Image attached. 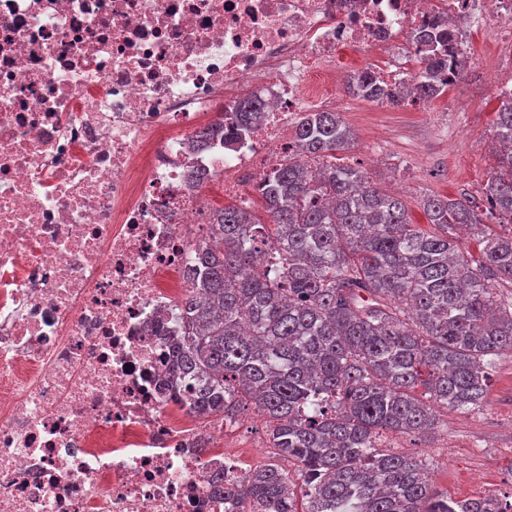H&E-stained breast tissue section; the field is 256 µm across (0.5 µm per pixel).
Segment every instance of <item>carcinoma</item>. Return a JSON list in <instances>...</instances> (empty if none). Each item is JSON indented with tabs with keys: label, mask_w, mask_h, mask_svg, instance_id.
<instances>
[{
	"label": "carcinoma",
	"mask_w": 512,
	"mask_h": 512,
	"mask_svg": "<svg viewBox=\"0 0 512 512\" xmlns=\"http://www.w3.org/2000/svg\"><path fill=\"white\" fill-rule=\"evenodd\" d=\"M441 49L404 92L365 71L350 92L367 101H429L448 90ZM239 102L241 121L259 114ZM496 163L483 203L428 196V226L361 167L337 162L351 130L335 112H308L288 158L259 185L263 213L227 205L196 248L194 295L177 306L172 390L200 415L253 410L276 464L236 483L211 478L240 512H512V492L457 500L433 489L421 456L389 452L385 432L427 436L439 412L479 409L495 357L512 351V106L492 123ZM473 230L462 252L456 226Z\"/></svg>",
	"instance_id": "1"
}]
</instances>
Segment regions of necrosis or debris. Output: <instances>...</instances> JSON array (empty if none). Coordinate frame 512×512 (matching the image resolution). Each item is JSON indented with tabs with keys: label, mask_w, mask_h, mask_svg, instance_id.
<instances>
[{
	"label": "necrosis or debris",
	"mask_w": 512,
	"mask_h": 512,
	"mask_svg": "<svg viewBox=\"0 0 512 512\" xmlns=\"http://www.w3.org/2000/svg\"><path fill=\"white\" fill-rule=\"evenodd\" d=\"M478 22L502 40L512 0H0V512H236L209 477L247 475L237 424L163 384L206 186L253 203L342 49L406 88L429 24L454 82Z\"/></svg>",
	"instance_id": "4bbe7bcc"
}]
</instances>
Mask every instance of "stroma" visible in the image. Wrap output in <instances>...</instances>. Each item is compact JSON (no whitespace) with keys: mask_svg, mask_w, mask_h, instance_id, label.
<instances>
[{"mask_svg":"<svg viewBox=\"0 0 512 512\" xmlns=\"http://www.w3.org/2000/svg\"><path fill=\"white\" fill-rule=\"evenodd\" d=\"M470 40L476 61L447 92L426 106L372 108L349 93L347 84L380 60L342 56L336 75L339 114L355 137L340 158L360 166L383 190L404 201L413 223L427 224L423 200L477 192L494 165L489 149L497 101L484 73L499 60L500 45L474 25ZM385 449L426 458L434 488L456 499L512 486V353L496 357L484 406L445 416L436 435H385Z\"/></svg>","mask_w":512,"mask_h":512,"instance_id":"obj_1","label":"stroma"}]
</instances>
